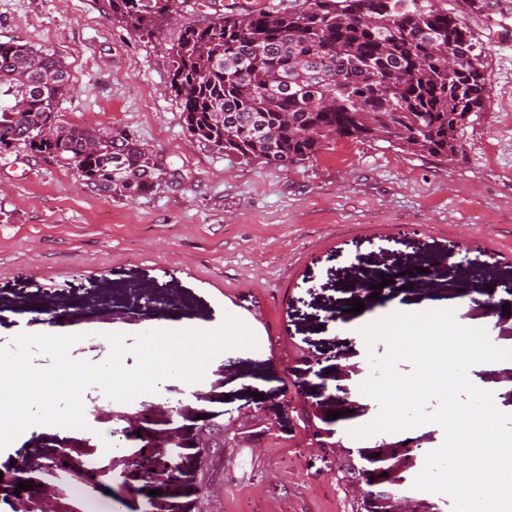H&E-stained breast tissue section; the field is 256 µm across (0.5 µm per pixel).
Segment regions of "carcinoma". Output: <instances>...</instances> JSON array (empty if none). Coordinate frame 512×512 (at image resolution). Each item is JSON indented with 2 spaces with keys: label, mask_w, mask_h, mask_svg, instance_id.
Instances as JSON below:
<instances>
[{
  "label": "carcinoma",
  "mask_w": 512,
  "mask_h": 512,
  "mask_svg": "<svg viewBox=\"0 0 512 512\" xmlns=\"http://www.w3.org/2000/svg\"><path fill=\"white\" fill-rule=\"evenodd\" d=\"M176 0H106V15L151 37ZM187 131L219 152L282 167L339 139L382 141L441 162L458 156L485 110L488 66L471 30L440 0H303L297 12L216 10L167 49ZM71 91L61 58L0 42V155L45 156L117 199L162 175L120 129L63 126Z\"/></svg>",
  "instance_id": "carcinoma-1"
}]
</instances>
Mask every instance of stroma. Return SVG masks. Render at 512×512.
<instances>
[{"label":"stroma","instance_id":"stroma-1","mask_svg":"<svg viewBox=\"0 0 512 512\" xmlns=\"http://www.w3.org/2000/svg\"><path fill=\"white\" fill-rule=\"evenodd\" d=\"M486 55V109L466 130L464 149L445 163L416 157L384 142L341 139L312 161L289 168L215 152L185 128L170 91L167 49L179 28L147 38L105 15V0H0V41H29L57 53L71 92L57 106L60 124L119 128L155 157L162 180L151 193L112 199L87 186L76 170L27 154L0 158V346L21 333L80 335L77 359L103 361L104 335L142 332L145 323L243 321L253 349L227 350L202 380L171 378L154 395L160 410L148 432L166 429L163 408L183 409L176 424L185 448L178 481L159 480L150 495L132 464L148 452L136 441L99 455L109 443L112 414L130 402L83 394L93 438L31 426L17 446L0 451V472L25 456L68 449L76 469L38 476L23 492L0 486V512H352V503L322 449L307 447L295 412L284 402L303 391L335 414L334 427L354 454L403 461L412 512H452L449 496L413 488L425 455L444 440L424 423L405 457L389 433L357 439L348 424H368L378 405L361 395L371 369L366 343L348 335L350 308L362 279L414 263L436 276L408 275L395 295L367 299L365 314H392L394 302L457 300V319L512 343V314L502 303L465 292L477 279L512 295V0H447ZM468 246L462 263L448 247ZM157 291L168 304L148 319L113 316L110 305ZM324 356L321 376L289 363L295 347ZM348 388L346 400L329 391ZM261 403L277 423L274 437L223 447L197 445L200 428L224 424L244 404ZM112 478L94 483L95 468ZM91 487L79 499L75 486Z\"/></svg>","mask_w":512,"mask_h":512}]
</instances>
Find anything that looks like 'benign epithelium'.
<instances>
[{
  "label": "benign epithelium",
  "mask_w": 512,
  "mask_h": 512,
  "mask_svg": "<svg viewBox=\"0 0 512 512\" xmlns=\"http://www.w3.org/2000/svg\"><path fill=\"white\" fill-rule=\"evenodd\" d=\"M163 301V296L156 293L144 294L127 300V309L141 319L148 317L149 313ZM293 362H302L308 366V372L322 364L321 354L305 348H297L291 358ZM304 422V434L308 443L315 448H324L328 452L332 466L346 474V481L357 490L356 512H402V509L392 508V504L401 500L399 486L402 479L399 473L402 470V461L390 462L386 456H353V451L344 445L343 437L333 428L334 421L327 418L320 410L318 404L298 395L287 401ZM155 412V405L148 401L139 406L134 412H116L113 414L115 427L112 429L113 445H121L138 439L136 432L144 431V424L149 421ZM256 430L260 434H268L274 430L265 409L259 405L246 404L237 409V415L230 418L224 426V441H235L243 430ZM183 444L178 437V431L168 429L157 434L153 443V451L147 455L135 456V466L139 471L144 487L154 486L156 476L160 473L167 475L169 481L178 480L182 473L183 454L179 448ZM56 467L28 457L21 458L13 471L3 474L0 481L16 483L30 480V474L35 472L51 473ZM384 471L391 474L387 486L376 490V483L370 476L375 471Z\"/></svg>",
  "instance_id": "1"
}]
</instances>
